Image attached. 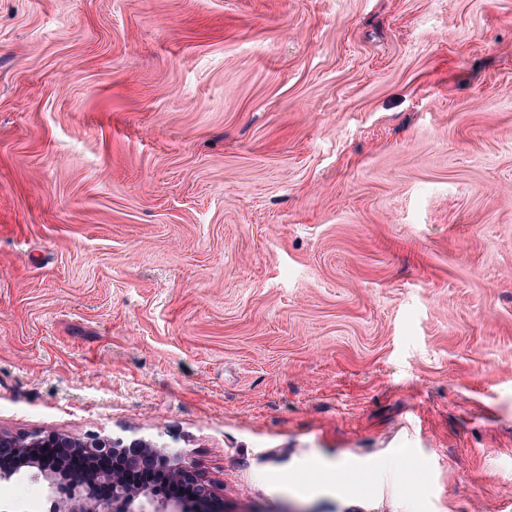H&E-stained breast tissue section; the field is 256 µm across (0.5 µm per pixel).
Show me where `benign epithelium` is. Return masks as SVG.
I'll list each match as a JSON object with an SVG mask.
<instances>
[{"mask_svg":"<svg viewBox=\"0 0 512 512\" xmlns=\"http://www.w3.org/2000/svg\"><path fill=\"white\" fill-rule=\"evenodd\" d=\"M41 448H74L92 465L84 474L71 473L63 458H45ZM5 453L14 456V466L0 468V483L24 473L44 480L50 512H184L179 500L162 499L158 492L128 481V475L155 466L166 482L198 486L193 512H222L212 491L180 454L135 433L125 438L96 434L79 440L55 433L17 438L1 432L0 455Z\"/></svg>","mask_w":512,"mask_h":512,"instance_id":"obj_1","label":"benign epithelium"}]
</instances>
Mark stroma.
<instances>
[{
	"mask_svg": "<svg viewBox=\"0 0 512 512\" xmlns=\"http://www.w3.org/2000/svg\"><path fill=\"white\" fill-rule=\"evenodd\" d=\"M132 430L224 512H512V0H0V431Z\"/></svg>",
	"mask_w": 512,
	"mask_h": 512,
	"instance_id": "obj_1",
	"label": "stroma"
}]
</instances>
